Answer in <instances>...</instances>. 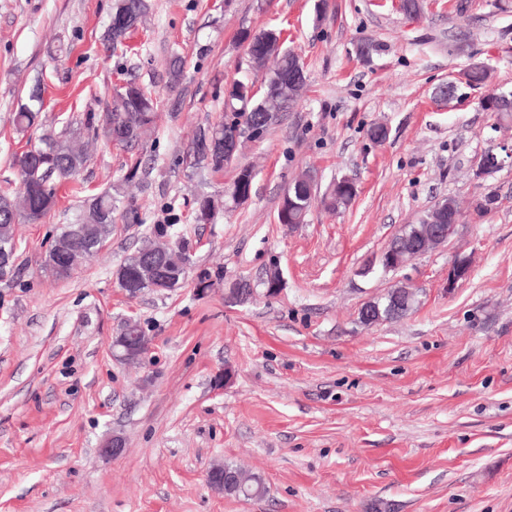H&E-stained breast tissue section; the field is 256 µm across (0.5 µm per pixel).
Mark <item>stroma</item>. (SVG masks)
<instances>
[{"label": "stroma", "instance_id": "35a3bbf8", "mask_svg": "<svg viewBox=\"0 0 512 512\" xmlns=\"http://www.w3.org/2000/svg\"><path fill=\"white\" fill-rule=\"evenodd\" d=\"M111 11L112 0H0V194L15 190L16 155L101 111L116 84L136 79L161 101L138 146L91 145L54 209L16 226V272L0 278V512H512V162L476 174L488 149L512 145V122L480 107L512 85V0H424L414 18L399 0H153L109 53ZM245 29L280 31L306 88L234 164L200 170L195 132L223 118L225 90L250 73ZM175 51L187 65L172 91ZM475 62L490 71L478 87L464 78ZM36 84L41 124L17 133L10 117ZM375 122L389 128L380 144L366 135ZM137 158L125 185L142 223L116 221L69 278L45 272L58 228ZM242 167L253 190L235 205L226 190ZM307 170L322 191L352 177V205L279 223ZM202 192L220 204L209 224L191 218ZM486 195L495 203L476 216L469 205ZM448 196L465 213L446 245L361 275ZM161 225L170 243L188 239L189 274L129 298L117 270ZM459 253L471 272L450 289ZM273 268L282 287L268 297ZM241 281L251 301L231 298ZM400 284L417 291L413 312L361 323L362 305ZM129 318L154 341L141 365L109 349ZM112 434L125 443L114 459L99 452ZM227 461L261 475L266 497L212 488Z\"/></svg>", "mask_w": 512, "mask_h": 512}]
</instances>
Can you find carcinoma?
I'll return each instance as SVG.
<instances>
[{"mask_svg":"<svg viewBox=\"0 0 512 512\" xmlns=\"http://www.w3.org/2000/svg\"><path fill=\"white\" fill-rule=\"evenodd\" d=\"M151 11L150 0H113L110 23L105 36L104 48L114 51L123 45L130 33L145 22ZM240 39L246 44L249 59L254 61L251 68L264 75L263 92H251L254 83L248 79L232 85L228 98L224 100V119L196 132L193 139V155L203 167L221 171L229 164L224 157V137L249 135L263 136L264 132L301 97L306 76H300L297 86L289 89L294 81V67L301 60L300 55L282 49L280 34L271 29L259 31L243 30ZM167 87L174 91L185 78V61L178 54H172L165 67ZM486 112H496L501 117H512V107L499 104L494 94L481 101ZM43 110L42 97L29 93L28 102L14 113L13 123L17 131L25 133L30 129ZM158 101L154 92L142 83L129 79L113 88L112 98L96 115L88 113L80 126L60 133L46 132L17 159L19 187L14 195H0V248L14 250V225L21 222L36 223L55 206L57 185L75 176L88 162V154L81 146L83 134L100 136V131L110 128L119 137L117 144L133 147L156 123ZM255 175L251 169L239 170L229 189V197L236 192L248 193L253 189ZM354 194L348 188L337 185L333 194L322 195L320 203L329 210L344 209L351 203ZM315 194L312 192L308 175L294 180L288 189V199L281 210L288 212V223L301 224L312 207ZM219 208L218 201L209 195L195 199V221L204 224L213 220ZM127 224H140L142 219L136 202L127 197L122 186L113 187L103 195L92 198L85 205L76 221L60 228L58 236L69 239L78 248L103 246L112 234L115 215ZM462 216L460 203L454 197L443 198L431 209L425 211L415 224L404 231L405 242L401 249L409 251L414 245L430 236L439 224H457ZM153 243L139 247L120 265L119 270L129 276L136 275L146 257L152 254ZM398 296L391 292L372 300L379 308L384 321L406 316L416 305V292L405 285L397 288ZM233 477L224 482V494L249 499H260L267 488L256 473H246L233 463L213 467L210 478L220 475Z\"/></svg>","mask_w":512,"mask_h":512,"instance_id":"cac0c4a2","label":"carcinoma"}]
</instances>
